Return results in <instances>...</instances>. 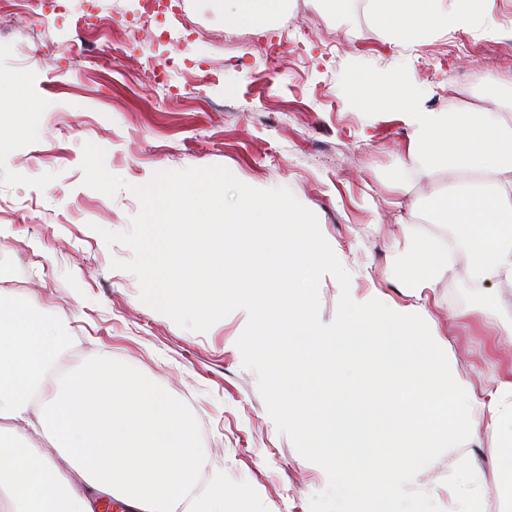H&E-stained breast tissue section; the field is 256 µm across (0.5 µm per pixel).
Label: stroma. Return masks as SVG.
Wrapping results in <instances>:
<instances>
[{
	"label": "stroma",
	"instance_id": "stroma-1",
	"mask_svg": "<svg viewBox=\"0 0 512 512\" xmlns=\"http://www.w3.org/2000/svg\"><path fill=\"white\" fill-rule=\"evenodd\" d=\"M148 16L143 0H0V84L26 79L40 135L14 137L19 112L0 111V289L33 300L72 344L66 364L102 350L133 364L180 400L204 432L209 467L223 470L228 512H310L328 478L278 432L242 364L236 341L248 314L237 309L209 330L177 325L141 301L139 282L112 268L132 249L101 230L129 231L140 209L132 193L160 170L219 165L260 189L287 188L318 218L350 275L359 303L412 307L398 275L404 237L397 222L412 198L403 188L407 127L399 110L359 109L346 86L353 71L415 85L425 107L481 104L483 78H512V0H486L469 27L439 30L423 44L393 41L355 0L329 11L324 0H291L308 35L282 36L278 19L244 29L225 21L224 0H181ZM161 31L138 40L140 28ZM350 36L332 45L330 33ZM241 34L238 42L225 41ZM281 42L271 62L261 46ZM175 62L171 97L146 68ZM105 149L126 189L107 196L84 184V143ZM427 309L452 368L468 388L512 374V291L476 284L469 262L442 274ZM483 512H502L497 433L479 426L470 445ZM445 452L411 487L455 512Z\"/></svg>",
	"mask_w": 512,
	"mask_h": 512
}]
</instances>
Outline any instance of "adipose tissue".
<instances>
[{
  "instance_id": "ef3b65f1",
  "label": "adipose tissue",
  "mask_w": 512,
  "mask_h": 512,
  "mask_svg": "<svg viewBox=\"0 0 512 512\" xmlns=\"http://www.w3.org/2000/svg\"><path fill=\"white\" fill-rule=\"evenodd\" d=\"M480 2L371 0V9L377 27L421 44L437 30L466 27ZM503 89L488 88L484 107L434 111L400 80L382 99L369 73L353 72L347 84L361 109L405 110L404 182L410 190L431 185L415 215L453 233L476 281L512 288V126ZM441 172L454 175L450 188H433ZM403 232L401 270L419 294L451 264L438 234ZM68 351L66 337L30 304L0 301V512H91V490L125 512H226L223 473L198 487L206 460L186 408L106 352L54 374Z\"/></svg>"
}]
</instances>
